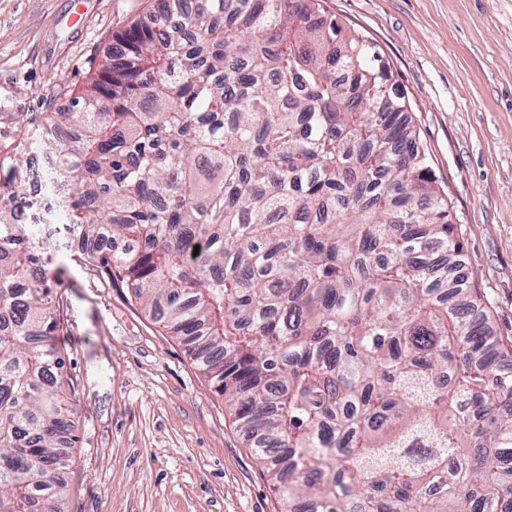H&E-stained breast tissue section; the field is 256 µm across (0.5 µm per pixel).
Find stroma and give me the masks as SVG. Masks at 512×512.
Listing matches in <instances>:
<instances>
[{
    "instance_id": "1",
    "label": "stroma",
    "mask_w": 512,
    "mask_h": 512,
    "mask_svg": "<svg viewBox=\"0 0 512 512\" xmlns=\"http://www.w3.org/2000/svg\"><path fill=\"white\" fill-rule=\"evenodd\" d=\"M155 0H0V148L69 108L116 33ZM388 62L466 266L512 341V0H326ZM52 267L76 389L63 512H284L246 434L185 346L92 265Z\"/></svg>"
}]
</instances>
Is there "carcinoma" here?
Listing matches in <instances>:
<instances>
[{
    "label": "carcinoma",
    "mask_w": 512,
    "mask_h": 512,
    "mask_svg": "<svg viewBox=\"0 0 512 512\" xmlns=\"http://www.w3.org/2000/svg\"><path fill=\"white\" fill-rule=\"evenodd\" d=\"M176 2L39 136L70 256L187 346L285 512H512L507 347L385 63L324 0ZM25 162L0 150V512H61L76 391Z\"/></svg>",
    "instance_id": "obj_1"
}]
</instances>
